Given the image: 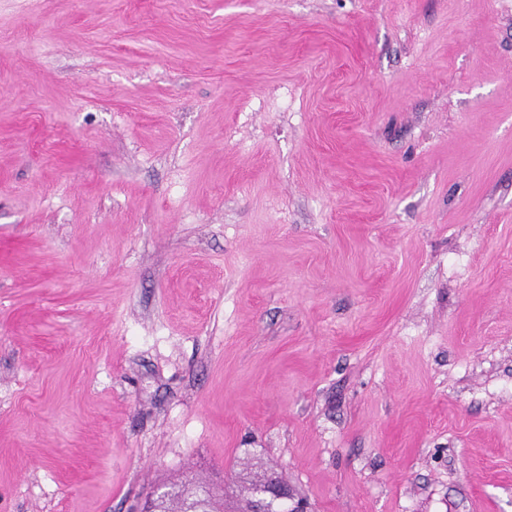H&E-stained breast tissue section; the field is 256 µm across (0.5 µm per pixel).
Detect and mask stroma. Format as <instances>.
Segmentation results:
<instances>
[{"mask_svg": "<svg viewBox=\"0 0 512 512\" xmlns=\"http://www.w3.org/2000/svg\"><path fill=\"white\" fill-rule=\"evenodd\" d=\"M259 464L512 512V0H0V512Z\"/></svg>", "mask_w": 512, "mask_h": 512, "instance_id": "35a3bbf8", "label": "stroma"}]
</instances>
